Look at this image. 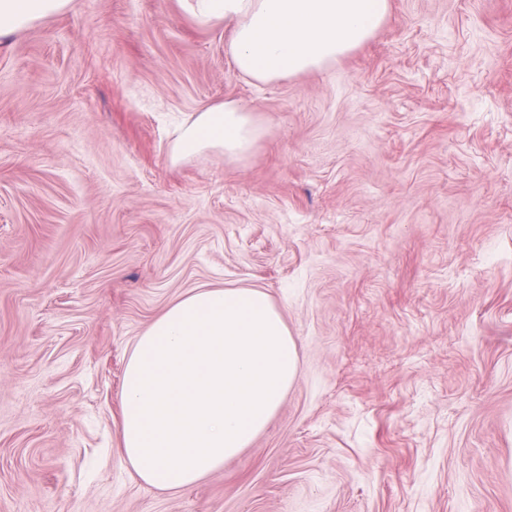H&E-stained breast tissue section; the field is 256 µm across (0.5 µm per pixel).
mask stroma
Returning a JSON list of instances; mask_svg holds the SVG:
<instances>
[{
  "label": "stroma",
  "instance_id": "1",
  "mask_svg": "<svg viewBox=\"0 0 512 512\" xmlns=\"http://www.w3.org/2000/svg\"><path fill=\"white\" fill-rule=\"evenodd\" d=\"M180 0H72L0 38V512H512V0H391L271 84ZM226 100L268 132L171 165ZM258 288L300 373L162 491L121 460L126 361L185 292Z\"/></svg>",
  "mask_w": 512,
  "mask_h": 512
}]
</instances>
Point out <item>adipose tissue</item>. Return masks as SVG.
<instances>
[{
	"label": "adipose tissue",
	"mask_w": 512,
	"mask_h": 512,
	"mask_svg": "<svg viewBox=\"0 0 512 512\" xmlns=\"http://www.w3.org/2000/svg\"><path fill=\"white\" fill-rule=\"evenodd\" d=\"M71 0H0V37L66 12ZM200 25L224 23L237 72L266 84L328 68L384 24L389 0H181ZM266 134L236 101L191 114L168 160L249 156ZM298 376L296 342L258 289L195 288L134 342L122 389L121 453L147 485L190 486L261 434Z\"/></svg>",
	"instance_id": "adipose-tissue-1"
}]
</instances>
